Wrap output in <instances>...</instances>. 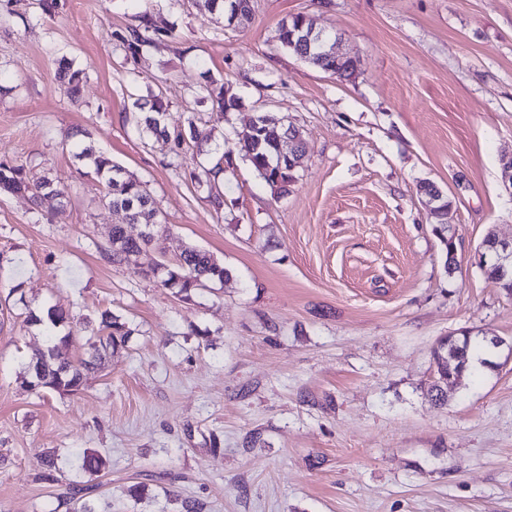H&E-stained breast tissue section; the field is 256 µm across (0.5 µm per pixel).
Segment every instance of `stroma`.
<instances>
[{
	"mask_svg": "<svg viewBox=\"0 0 512 512\" xmlns=\"http://www.w3.org/2000/svg\"><path fill=\"white\" fill-rule=\"evenodd\" d=\"M296 14L342 34L352 78L280 45ZM144 17L160 37L134 62L117 36ZM211 82L239 107L197 102ZM157 96L169 129L193 112L211 141L175 155L140 140L132 104ZM259 112L302 133L281 197L233 152ZM76 129L150 193L161 261L193 245L230 280L186 298L150 264H112L103 187L64 145ZM219 147L233 164L218 213L190 174ZM510 153L512 0H256L237 30L201 0H60L52 17L0 0V156L68 191L50 215L0 195V512H73L76 484L95 512H512V362L495 353L446 402L429 394L441 338L512 341V296L477 264L489 230L512 239ZM424 181L452 201L451 268ZM52 305L133 330L75 395L22 385L51 342L24 318Z\"/></svg>",
	"mask_w": 512,
	"mask_h": 512,
	"instance_id": "obj_1",
	"label": "stroma"
}]
</instances>
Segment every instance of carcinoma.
I'll list each match as a JSON object with an SVG mask.
<instances>
[{"label":"carcinoma","instance_id":"carcinoma-1","mask_svg":"<svg viewBox=\"0 0 512 512\" xmlns=\"http://www.w3.org/2000/svg\"><path fill=\"white\" fill-rule=\"evenodd\" d=\"M204 8L210 12L224 14L226 21L234 20L236 26L241 28L248 25L253 18L254 0H204ZM142 22V27L129 29L125 34L118 36L125 52L133 58L139 56L143 47L152 44L159 35L158 31L150 29L147 18H142ZM304 24L308 26L310 22L306 20V16L297 14L291 16L288 22L281 23L277 30L280 45L300 59L307 53V47L293 38V34ZM307 64L340 79L350 78L356 69L355 60H338L328 48L314 49ZM59 74L68 80L74 91L80 90L82 71L73 69L72 64L64 60L60 63ZM195 95L200 99H211L224 113L238 106L236 98L225 96L222 85H205L195 91ZM165 109L164 101L157 98L152 104L151 111L134 116L135 131L139 137L162 138L170 144L171 151L175 153L189 142L202 143L211 140V133L198 126L193 114L189 116L187 126L173 131L168 130L160 123V115ZM279 119L280 116L274 112L259 113L256 124L235 132V145L242 159L250 164L264 182L277 191V194L284 195L288 193V186L294 181L293 168L301 167L304 148L299 129L294 127L288 133L279 124ZM287 133L294 140V145L289 151V158L281 161L279 145ZM71 149L75 157L85 162L87 175L104 186L102 204L120 218V223L112 225L109 258L115 264H130L132 257L148 252L160 239L162 225L155 218L156 209L153 207L150 194L137 178L111 158L94 151L91 146L76 141L71 144ZM226 162L230 164L232 160L226 161L221 155L215 163L209 167H202L201 172L193 176L198 185L207 187L208 198L217 211L223 208L224 198L213 192V188L216 180L224 173ZM0 194H27L37 205L46 201L60 205L66 197L65 189L55 184L48 176L36 177L26 164L7 158H0ZM133 221L151 226V235L138 240L128 237L124 225ZM163 269L162 286L175 288L177 293L187 298L192 292L207 287V283L215 280L222 282L229 277V271L213 254L194 246L185 247L177 262L173 265L165 264ZM47 319L50 330L67 328V332L58 337V343L42 356L46 365L45 384L49 389L62 394L78 393L83 386L85 373L102 359V353L125 346L133 333L126 320L110 311H104L100 315L97 328L93 330L95 340L88 343V357L75 362L63 353V349L70 347L75 339L74 328L77 327V323L74 322V317L62 307L51 306L47 309ZM450 345L461 348L465 357L469 356L471 351L486 348L484 339L466 334L453 337ZM433 360L438 381L445 386L448 385V347L445 346V342H440L433 351Z\"/></svg>","mask_w":512,"mask_h":512}]
</instances>
